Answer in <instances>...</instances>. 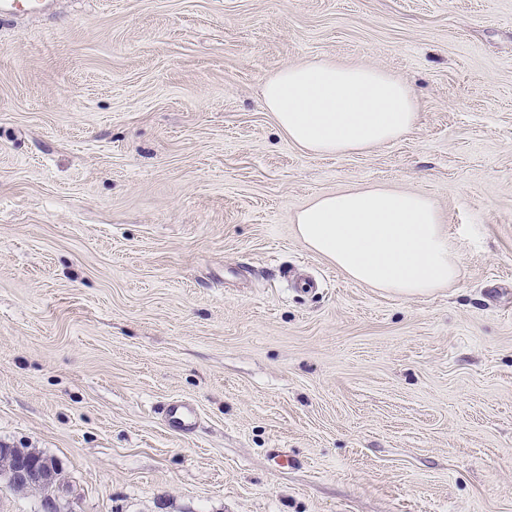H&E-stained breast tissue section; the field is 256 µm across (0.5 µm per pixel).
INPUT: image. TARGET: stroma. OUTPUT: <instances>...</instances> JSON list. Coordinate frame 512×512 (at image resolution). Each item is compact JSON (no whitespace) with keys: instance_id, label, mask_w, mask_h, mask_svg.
I'll return each instance as SVG.
<instances>
[{"instance_id":"stroma-1","label":"stroma","mask_w":512,"mask_h":512,"mask_svg":"<svg viewBox=\"0 0 512 512\" xmlns=\"http://www.w3.org/2000/svg\"><path fill=\"white\" fill-rule=\"evenodd\" d=\"M322 56L408 84L413 129L292 145L262 85ZM373 185L436 202L454 284L370 288L297 238ZM0 444L55 458L73 512H512V0L0 20ZM169 424L179 429H187L195 425V410L180 402H173L166 408Z\"/></svg>"}]
</instances>
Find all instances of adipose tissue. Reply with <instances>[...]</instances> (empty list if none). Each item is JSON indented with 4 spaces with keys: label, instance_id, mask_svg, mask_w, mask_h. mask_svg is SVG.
<instances>
[{
    "label": "adipose tissue",
    "instance_id": "adipose-tissue-1",
    "mask_svg": "<svg viewBox=\"0 0 512 512\" xmlns=\"http://www.w3.org/2000/svg\"><path fill=\"white\" fill-rule=\"evenodd\" d=\"M262 105L294 146L320 157L393 143L417 119L404 82L329 57L278 68L265 83ZM294 228L314 253L371 288L429 295L460 274L442 214L421 193L376 185L323 194L296 213Z\"/></svg>",
    "mask_w": 512,
    "mask_h": 512
}]
</instances>
